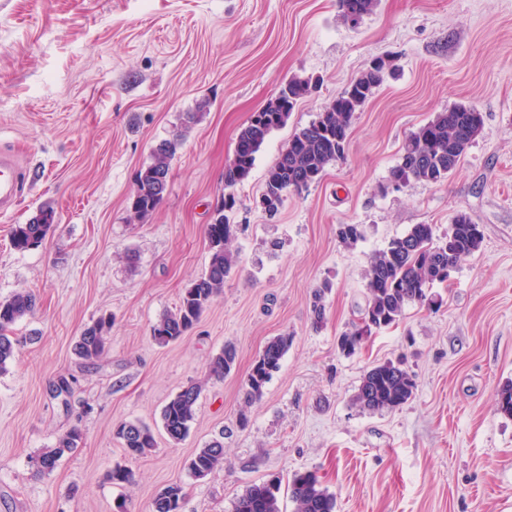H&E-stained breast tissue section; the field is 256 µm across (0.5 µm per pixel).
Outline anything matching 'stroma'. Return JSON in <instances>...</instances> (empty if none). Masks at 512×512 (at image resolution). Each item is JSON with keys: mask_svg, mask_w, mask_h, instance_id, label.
I'll list each match as a JSON object with an SVG mask.
<instances>
[{"mask_svg": "<svg viewBox=\"0 0 512 512\" xmlns=\"http://www.w3.org/2000/svg\"><path fill=\"white\" fill-rule=\"evenodd\" d=\"M382 55L398 73L355 113L344 160L268 216L258 200L288 140ZM293 76L319 86L235 189V268L182 339L156 344L152 325L208 265L205 226L239 131ZM456 103L484 119L456 171L386 190L404 139ZM180 130L161 205L133 220L138 171ZM0 150L27 171L18 205L0 216V299L37 297L0 372V512H116L120 498L151 512L171 483L184 488L181 512H233L251 483L304 471L335 494L336 512H512V419L495 406L512 381V0H380L355 28L338 0H0ZM45 203L55 232L14 250L12 226ZM461 211L480 225L482 249L435 286L438 308L408 307L355 355L340 353L373 254L413 224L445 232ZM341 224L364 225V239L343 245ZM325 281L317 327L312 294ZM104 315L106 352L86 363L75 343ZM281 334L293 338L281 367L247 403V374ZM228 342L234 368L209 377ZM400 354L414 397L381 414L355 407L364 371ZM63 380L71 391L56 394ZM192 384L195 420L174 444L161 412ZM123 422L154 431L147 456L126 461L114 436ZM74 428L77 447L38 472L36 458ZM215 439L223 465L195 478L190 458ZM124 461L134 479L112 485L105 475Z\"/></svg>", "mask_w": 512, "mask_h": 512, "instance_id": "1", "label": "stroma"}]
</instances>
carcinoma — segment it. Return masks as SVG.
I'll list each match as a JSON object with an SVG mask.
<instances>
[{
    "instance_id": "carcinoma-1",
    "label": "carcinoma",
    "mask_w": 512,
    "mask_h": 512,
    "mask_svg": "<svg viewBox=\"0 0 512 512\" xmlns=\"http://www.w3.org/2000/svg\"><path fill=\"white\" fill-rule=\"evenodd\" d=\"M379 0H339L345 23L355 19L361 23L371 14ZM393 61L380 66H369L348 87L318 113L308 126L296 131L268 170L262 199L265 212L274 216L283 206L288 193L301 192L325 175L327 168L344 159L348 133L355 112L359 111L394 73ZM310 77L293 76L278 94L256 111L236 141L232 159L224 166V209L210 218L206 225L209 262L204 274L186 288L176 310L162 317L151 329L153 340L166 346L181 339L200 320L214 297L224 288L236 259L228 248L233 236L228 212L236 198L235 188L250 176L256 153L266 137L275 129L285 126L297 104L310 93ZM483 129V116L469 104L457 103L436 115L410 133L401 147L398 163L392 167L388 185L407 187L413 182L441 184L456 169L467 148ZM182 145V135L176 134L161 141L153 150V161L138 172L134 217L144 221L159 207L165 190L157 189V176L170 171L171 162ZM56 224V212L45 205L37 216L26 224H17L11 231L14 250L25 252L39 247ZM337 237L352 245L364 238L361 224H340ZM483 234L471 215L457 213L448 231L439 236L432 224H413L402 235L393 238L388 247L375 254L369 263L366 278L368 299L360 317L337 340L339 351L354 355L373 333L396 324L409 305L431 307L438 301L432 292L434 285L448 281L460 263L478 252ZM331 284L325 282L315 290L312 301L313 322H323L325 295ZM36 299L29 292H18L0 300V371L15 354L17 340L12 336L13 326L31 314ZM112 327V316H102L86 327L75 344L76 355L86 362L97 361L106 350L107 333ZM292 337L283 334L270 339L252 365L246 380L249 402L262 399L266 384L291 345ZM236 360V349L231 343L212 357L209 375L220 378L231 372ZM417 388L415 377L405 368L402 359L388 360L367 369L353 405L369 413L394 411L406 404ZM201 387L190 385L172 397L162 410V423L168 439L178 444L189 433L194 420ZM497 411L512 418V381L496 392ZM125 455L138 459L156 446L154 432L146 425L125 422L116 429ZM81 440V433L70 431L54 448L38 459L39 470L53 471L65 451ZM224 462V446L213 442L198 449L191 457L188 468L196 478L210 475ZM132 471L125 465L115 464L106 479L116 485L131 482ZM280 481L270 479L249 485L236 499L234 512H282L280 507ZM185 493L181 485L172 483L154 498L152 512H181ZM289 499L293 512H336V496L322 485L313 472L296 473L289 484Z\"/></svg>"
}]
</instances>
